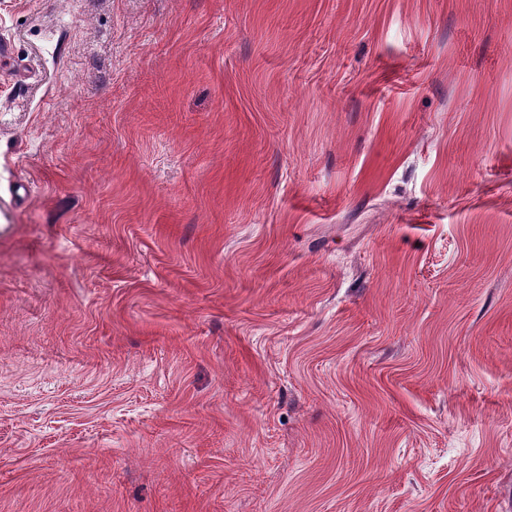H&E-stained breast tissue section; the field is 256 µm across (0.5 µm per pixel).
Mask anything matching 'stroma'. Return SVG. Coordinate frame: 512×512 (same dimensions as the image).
<instances>
[{
    "label": "stroma",
    "mask_w": 512,
    "mask_h": 512,
    "mask_svg": "<svg viewBox=\"0 0 512 512\" xmlns=\"http://www.w3.org/2000/svg\"><path fill=\"white\" fill-rule=\"evenodd\" d=\"M0 45V512H512V0Z\"/></svg>",
    "instance_id": "stroma-1"
}]
</instances>
